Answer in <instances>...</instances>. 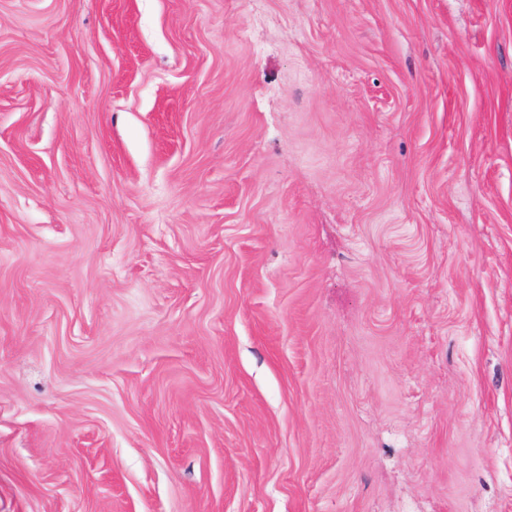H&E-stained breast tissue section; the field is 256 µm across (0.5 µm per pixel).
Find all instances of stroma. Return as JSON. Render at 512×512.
Listing matches in <instances>:
<instances>
[{"instance_id":"35a3bbf8","label":"stroma","mask_w":512,"mask_h":512,"mask_svg":"<svg viewBox=\"0 0 512 512\" xmlns=\"http://www.w3.org/2000/svg\"><path fill=\"white\" fill-rule=\"evenodd\" d=\"M0 512H512V0H0Z\"/></svg>"}]
</instances>
